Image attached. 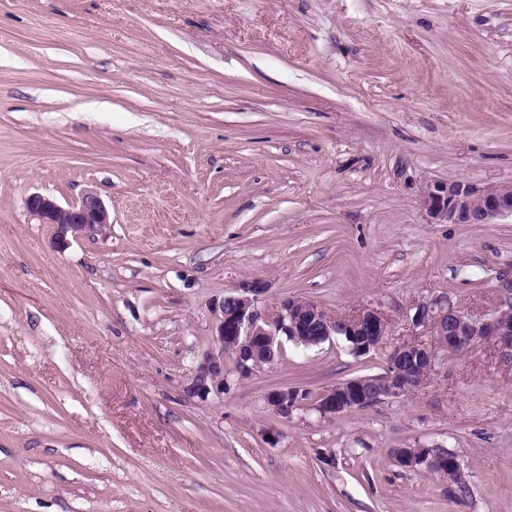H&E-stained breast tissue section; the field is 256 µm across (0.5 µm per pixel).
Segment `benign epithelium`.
<instances>
[{
	"instance_id": "1",
	"label": "benign epithelium",
	"mask_w": 512,
	"mask_h": 512,
	"mask_svg": "<svg viewBox=\"0 0 512 512\" xmlns=\"http://www.w3.org/2000/svg\"><path fill=\"white\" fill-rule=\"evenodd\" d=\"M420 204L432 224H493L512 217V185L480 189L464 181L434 182L426 185ZM28 212L41 224L54 229V244L62 249L69 238L95 235L112 224L110 212L94 189L84 190L66 206L54 197L40 193L26 200ZM262 281H250L231 289L215 306L211 346L202 354L187 392L199 399L224 394V361L232 357L235 373L249 379L275 363L284 336L304 346H317L342 336L351 348L368 353L384 343L388 322L375 308H359L344 316L331 317L313 301L289 296L271 316L258 309L265 293ZM499 310L484 319H475L448 299L416 305L413 326L429 331L432 340L407 341L388 352V373L377 389L357 380L332 386L321 392L312 404L321 417L334 419L374 401L398 399L426 384L441 363L442 353L464 351L482 339L492 341L501 359L512 363V277L498 282ZM309 393L290 388H274L265 396L266 405L279 417L290 418L305 405ZM402 466L423 470L443 478L461 472L453 453H433L426 445L414 450Z\"/></svg>"
}]
</instances>
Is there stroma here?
I'll return each instance as SVG.
<instances>
[{
    "instance_id": "stroma-1",
    "label": "stroma",
    "mask_w": 512,
    "mask_h": 512,
    "mask_svg": "<svg viewBox=\"0 0 512 512\" xmlns=\"http://www.w3.org/2000/svg\"><path fill=\"white\" fill-rule=\"evenodd\" d=\"M512 183V0H0V512H512V365L490 343L335 420H287L387 372L416 303L480 318L512 219L432 224L434 182ZM96 190L105 232L25 207ZM259 279L384 345L283 344L186 393L215 301ZM455 453L465 488L392 451ZM309 393L290 388H274L265 396L266 405L279 417L290 418L294 411L306 405Z\"/></svg>"
}]
</instances>
